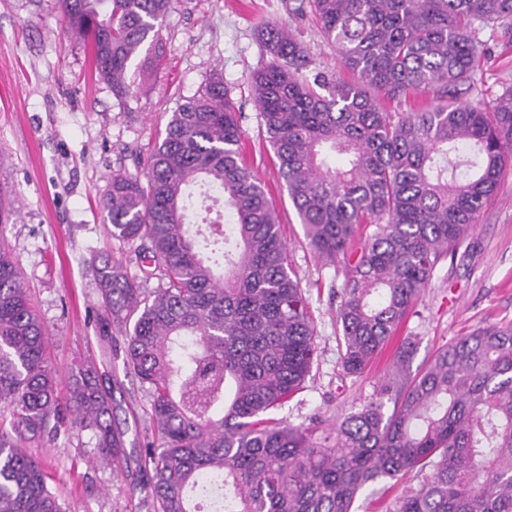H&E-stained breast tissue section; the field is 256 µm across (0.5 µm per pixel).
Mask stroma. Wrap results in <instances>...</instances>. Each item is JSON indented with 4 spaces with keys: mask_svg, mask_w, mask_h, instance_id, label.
I'll list each match as a JSON object with an SVG mask.
<instances>
[{
    "mask_svg": "<svg viewBox=\"0 0 512 512\" xmlns=\"http://www.w3.org/2000/svg\"><path fill=\"white\" fill-rule=\"evenodd\" d=\"M299 0H171L163 22L164 60L146 91L117 100L109 85L91 77L81 39L66 35L56 0H0V199L14 213L0 224L33 303L50 330L48 360L68 390L75 364L112 360L116 423L127 457L97 459L96 438L86 430L60 433L33 454L64 512H146L131 493L127 474L137 466V441L152 439L149 397L123 367L124 334L111 344L97 333V289L90 258L111 257L129 274L138 267L132 244L110 237L101 199L116 172H136L164 135L181 104L214 74L236 104L242 151L251 173L269 191L288 241V260L306 290L314 321L316 354L303 390L273 418L295 425L319 416L335 424L368 401L389 374L396 345H388L360 377H343L336 343V303L331 284L347 269L319 257L302 224L261 132L252 74L267 60L259 32L263 21L293 30L321 70L338 71L336 50L323 39L314 16ZM492 56L482 61L468 101L490 102L512 85V41L484 32ZM512 324V172L480 218L476 232L455 256L436 267L414 309L399 328L413 343L410 371L469 330ZM409 480H385L365 489L353 512H393Z\"/></svg>",
    "mask_w": 512,
    "mask_h": 512,
    "instance_id": "1",
    "label": "stroma"
}]
</instances>
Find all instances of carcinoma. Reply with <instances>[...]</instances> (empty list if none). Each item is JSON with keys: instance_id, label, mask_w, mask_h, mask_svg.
Here are the masks:
<instances>
[{"instance_id": "cac0c4a2", "label": "carcinoma", "mask_w": 512, "mask_h": 512, "mask_svg": "<svg viewBox=\"0 0 512 512\" xmlns=\"http://www.w3.org/2000/svg\"><path fill=\"white\" fill-rule=\"evenodd\" d=\"M305 2L351 78L316 69L285 25L264 23L268 59L252 83L309 245L350 270L336 322L342 371L357 377L476 230L512 165V87L492 105L459 100L484 31L512 39V0ZM58 4L95 76L121 100L140 92L162 56L170 0ZM140 56L135 85L127 70ZM413 91L432 98L388 109ZM241 137L224 80L212 77L172 113L143 172L112 175L101 202L109 234L136 244L142 273L109 259L96 268L100 338L125 330L124 368L156 425L131 491L146 492L153 512H351L366 486L415 473L418 488L394 512H512V325L456 338L413 375L404 343L373 397L328 430L316 418L303 427L266 417L302 389L315 326ZM329 154L345 163L329 166ZM197 183L216 192L202 235L188 222ZM47 336L0 249V512H63L28 453L63 428L93 431L103 461L125 454L112 376L82 363L60 398Z\"/></svg>"}]
</instances>
